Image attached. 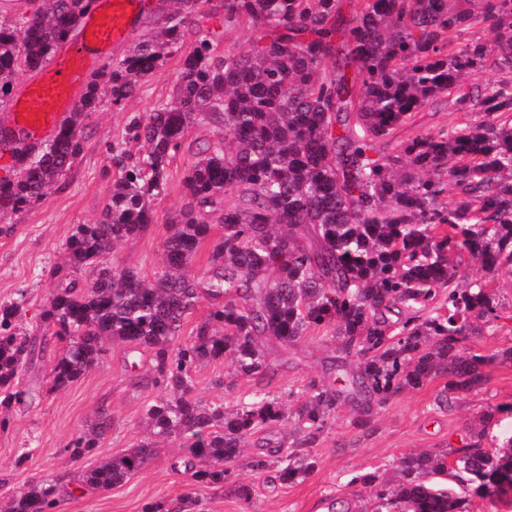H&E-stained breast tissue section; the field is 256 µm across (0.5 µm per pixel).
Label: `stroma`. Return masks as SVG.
<instances>
[{
  "instance_id": "obj_1",
  "label": "stroma",
  "mask_w": 512,
  "mask_h": 512,
  "mask_svg": "<svg viewBox=\"0 0 512 512\" xmlns=\"http://www.w3.org/2000/svg\"><path fill=\"white\" fill-rule=\"evenodd\" d=\"M206 9L208 16L201 25L216 54H223L228 47L247 52L258 41L259 32L249 25L223 29L224 0H208ZM179 70V57H169L124 106L106 104L92 113L81 132L80 157L47 197L28 209L0 213V228H10L6 234L0 231V303L26 295L18 318L22 334H47L39 314L57 282L89 281L88 271L71 265L65 241L78 225L100 218L118 175L112 162L113 144H122L133 155L141 152L140 143L125 141V126L131 117H148L155 106L171 100ZM463 119L454 99H440L417 114L414 126L400 128L397 138L406 140L429 128L445 129ZM188 167L186 154H177L170 165L169 189L153 205V223L140 235L116 244L107 256L109 262L146 277L161 273L163 244L172 232L168 219L186 203L183 180ZM491 275L502 304L498 326L491 334L476 331L463 343L465 353L487 357L483 367L487 378L472 391L457 395L450 405L438 401L444 384L440 378L363 409L342 401L310 449L314 468L293 483H280L275 470H252V456L269 445H292L299 436L295 411L308 382L316 379L337 387L344 374L332 367L336 345L326 329L309 331L293 343L266 336L262 339L263 375L233 374L226 361L202 364L193 374L195 394L202 400L232 407L263 389L286 405L288 420L249 438L231 467L236 482L253 485L251 500H241L229 489L199 487L190 473L173 468L175 457L184 450L178 443L166 441L130 478L107 490L63 496L57 512H143L153 503L170 512L190 495L201 499L203 512H330L336 503L349 505L351 512H371L372 495L353 483V476L374 472L380 481L392 483L398 479L396 463L405 454L444 451L453 461L459 449L474 440L481 441L484 448H494L502 434L512 430V273L501 269ZM125 354L124 344L112 345L97 365L61 389L51 383L52 358L25 372L22 385L34 400L25 408L14 409L8 429L0 431L1 500H9L28 484L51 475L68 480L79 477L144 440L145 408L163 392L150 382L149 356H142L132 370L125 366ZM228 376L233 379L230 387H216V379ZM103 415L111 419L108 432L91 453L72 459L67 445ZM24 448L30 449L31 455L21 463L17 457Z\"/></svg>"
}]
</instances>
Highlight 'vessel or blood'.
<instances>
[{
  "mask_svg": "<svg viewBox=\"0 0 512 512\" xmlns=\"http://www.w3.org/2000/svg\"><path fill=\"white\" fill-rule=\"evenodd\" d=\"M143 8L144 0H96L82 22L85 36L61 45L12 102L7 120L0 122V139L23 136L40 144L54 138L89 69L113 44L130 38Z\"/></svg>",
  "mask_w": 512,
  "mask_h": 512,
  "instance_id": "vessel-or-blood-1",
  "label": "vessel or blood"
}]
</instances>
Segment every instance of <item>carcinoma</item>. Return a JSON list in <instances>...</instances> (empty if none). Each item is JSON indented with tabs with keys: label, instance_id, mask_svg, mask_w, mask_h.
I'll list each match as a JSON object with an SVG mask.
<instances>
[{
	"label": "carcinoma",
	"instance_id": "1",
	"mask_svg": "<svg viewBox=\"0 0 512 512\" xmlns=\"http://www.w3.org/2000/svg\"><path fill=\"white\" fill-rule=\"evenodd\" d=\"M40 2L0 20V102L18 75L50 61L94 0ZM169 2L174 8L154 35L90 74L52 140L8 145L19 173L0 178L1 212L41 201L80 156L79 132L91 113L104 102L124 105L166 58L180 56L173 100L126 129L145 152H117L120 177L102 219L78 225L65 242L70 263L91 269V285H57L39 313L49 336L19 333L20 303L0 304V430L25 402L23 373L51 355L55 340L64 348L52 368L54 389L80 378L112 342L126 344L132 367L138 353L152 352L153 382L164 395L145 413L151 435L179 441L189 452L184 467L217 490L246 440L287 415L268 393L231 408L208 404L193 396V371L228 358L237 373H261L259 336L291 343L312 329L331 330L338 351L360 364L344 389L370 400L446 377L448 402L481 383L482 358L463 355L461 344L475 317L494 330L495 293L485 280L463 288L454 280L465 251L490 271H512V82L456 99L477 119L421 131L391 154H378L377 144L484 67L485 51L472 37L480 20L496 26L495 63L512 70V0H482L479 15L459 9V0H349L348 17L341 0H224V28L247 22L263 36L251 52L228 48L222 57L205 36L186 41L208 0ZM199 116L217 132L191 153L187 204L170 220L164 271L149 280L110 264L114 245L152 223V203L167 191L171 161ZM209 239V270L195 273L191 264ZM204 299L205 317L182 339ZM338 397L310 381L296 411L299 444L316 441ZM107 426L104 418L79 433L71 457L96 448ZM155 453V443L143 441L84 473L77 488L117 485ZM446 457L400 459L396 484L374 473L351 483L374 488V512H458L457 493L431 480L448 471ZM273 463L288 484L312 456L279 448L251 468ZM455 470L467 475L464 488L512 490V435L492 451L469 444ZM69 489L54 478L32 483L4 512H55Z\"/></svg>",
	"mask_w": 512,
	"mask_h": 512
}]
</instances>
